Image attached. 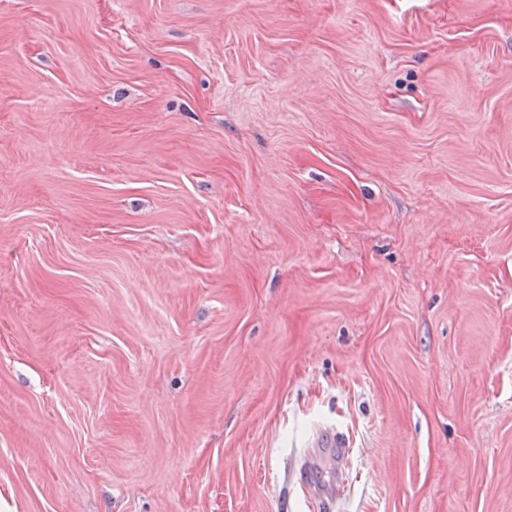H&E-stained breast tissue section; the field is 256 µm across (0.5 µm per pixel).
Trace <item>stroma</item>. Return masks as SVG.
<instances>
[{
	"instance_id": "1",
	"label": "stroma",
	"mask_w": 512,
	"mask_h": 512,
	"mask_svg": "<svg viewBox=\"0 0 512 512\" xmlns=\"http://www.w3.org/2000/svg\"><path fill=\"white\" fill-rule=\"evenodd\" d=\"M512 512V0H0V512ZM312 446L329 448L332 454L344 455L350 447L349 437L335 425L320 428L312 441Z\"/></svg>"
}]
</instances>
